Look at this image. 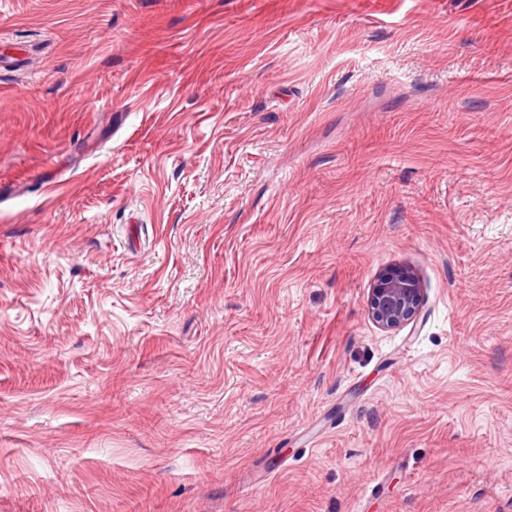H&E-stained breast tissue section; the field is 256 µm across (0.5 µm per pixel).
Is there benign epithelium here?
Here are the masks:
<instances>
[{"mask_svg": "<svg viewBox=\"0 0 512 512\" xmlns=\"http://www.w3.org/2000/svg\"><path fill=\"white\" fill-rule=\"evenodd\" d=\"M424 288L419 275L410 267L382 270L369 288L368 311L382 331H392L419 321Z\"/></svg>", "mask_w": 512, "mask_h": 512, "instance_id": "7a95c632", "label": "benign epithelium"}]
</instances>
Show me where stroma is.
Instances as JSON below:
<instances>
[{
	"mask_svg": "<svg viewBox=\"0 0 512 512\" xmlns=\"http://www.w3.org/2000/svg\"><path fill=\"white\" fill-rule=\"evenodd\" d=\"M0 512H512V0H0ZM423 302L422 280L411 267L384 269L369 288L368 311L381 331L417 323Z\"/></svg>",
	"mask_w": 512,
	"mask_h": 512,
	"instance_id": "35a3bbf8",
	"label": "stroma"
}]
</instances>
